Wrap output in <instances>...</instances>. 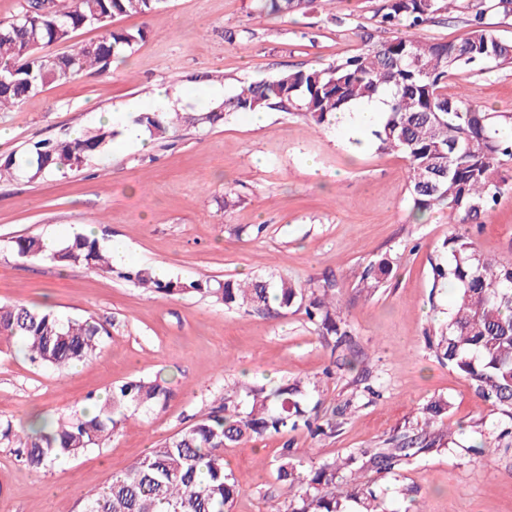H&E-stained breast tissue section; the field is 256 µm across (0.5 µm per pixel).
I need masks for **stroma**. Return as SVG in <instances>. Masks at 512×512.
Instances as JSON below:
<instances>
[{"instance_id":"obj_1","label":"stroma","mask_w":512,"mask_h":512,"mask_svg":"<svg viewBox=\"0 0 512 512\" xmlns=\"http://www.w3.org/2000/svg\"><path fill=\"white\" fill-rule=\"evenodd\" d=\"M382 0H314L306 13L258 15L255 0H167L147 16L115 18L112 28L143 29L124 62L54 84L0 112V159L33 142L89 133L130 101L150 107L156 87L232 95L245 82L289 69L326 68L364 49ZM492 0H456L419 31L458 41L477 7L489 29L512 39V15ZM449 94L497 117L512 136V64L462 69ZM93 226L101 245L121 238L133 267L163 280H240L260 276L319 286L336 281L350 348H332L303 311L276 317L228 309L210 295L163 298L153 290L84 265L25 263L11 248L20 236L68 240ZM473 234L481 253L512 260V194L471 227L447 211L412 214L408 163L378 150L370 132L270 109L264 125L238 115L214 125H185L141 145L115 136L103 159L65 176L0 183V302L51 309L59 318L94 317L105 325L96 353L61 372L37 365L19 341L0 339V423L22 428L32 415L55 420L88 394L161 377L164 406L129 418L104 444L36 470L15 444L0 440V512H74L86 494L248 388L303 382L306 406L331 419L313 436L298 429L224 451L240 492L231 512H292L274 467L283 450L306 464L382 446L411 433L429 401L448 414L434 430L452 431L451 451L431 453L376 477L387 502L404 512H512V447L498 441L502 415L456 371L437 361L425 333L446 319L455 291L433 286L432 264L452 233ZM388 256L393 272L374 294L360 293L364 268ZM486 442L487 452H471Z\"/></svg>"}]
</instances>
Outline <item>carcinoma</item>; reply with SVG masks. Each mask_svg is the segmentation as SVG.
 <instances>
[{"label": "carcinoma", "mask_w": 512, "mask_h": 512, "mask_svg": "<svg viewBox=\"0 0 512 512\" xmlns=\"http://www.w3.org/2000/svg\"><path fill=\"white\" fill-rule=\"evenodd\" d=\"M63 15L40 12L39 0H26L15 16L0 21V112L27 97L88 69L106 71L122 60L139 40L141 29H111L109 22L128 14L147 16L165 0H62ZM455 0H383L373 30L364 33L368 49L326 69L283 72L270 80L248 82L224 100V111L184 116L179 112L143 111L134 122L151 139H164L188 124L215 125L233 113L265 108L297 110L317 126L360 102L389 99V110L372 130L378 149L404 155L409 162L408 184L415 215L448 210L452 224L482 223L499 198L512 193V139L500 135L493 117L469 104L464 96H448V75L490 62L512 64V39L486 28L485 10L473 15L470 31L459 42H430L411 35L376 38L399 24L417 31L453 5ZM312 0H257L259 14L304 13ZM97 25L102 36L69 53L47 49L66 43L74 33ZM114 133L100 128L81 140L40 141L27 152L0 160V180L24 175L36 181L72 170L105 154ZM25 261L49 260L61 266L85 264L112 273V261L98 239L77 234L60 249L48 252L38 237L12 241ZM448 264L433 267L434 281L450 280L458 290L447 323L427 336L437 360L457 371L484 400L492 402L512 422V262L485 257L469 237L452 233L446 243ZM392 272L381 258L369 265L360 289L373 294ZM124 277L162 295L190 291L212 295L227 308L268 315L293 305L304 308L321 336L335 337L338 346H351L350 333L340 327L336 283L306 287L282 279L239 283L169 282L162 284L147 269ZM105 326L94 318L62 320L53 311L26 304L0 305V336L23 342L32 362L58 370L89 358ZM301 383L273 389L252 388L247 399L224 398L219 409L157 444L128 469L112 475L97 493L83 500L81 512H225L238 493L235 478L226 472L224 449L255 437L305 427L311 434L323 428L306 417ZM169 391L164 380H134L114 386L65 419H39L18 434L11 424L0 428V439L15 440L34 469L76 458L111 438L129 414L164 404ZM439 398L422 410L417 433L392 436L386 446L368 454L351 453L341 462L304 469L285 447L275 467L276 480L295 493L293 512H344L342 502L357 500L362 512H388L383 497L367 482L347 479L342 471L389 473L409 465L423 453L449 447L444 433L430 426L448 414Z\"/></svg>", "instance_id": "obj_1"}]
</instances>
